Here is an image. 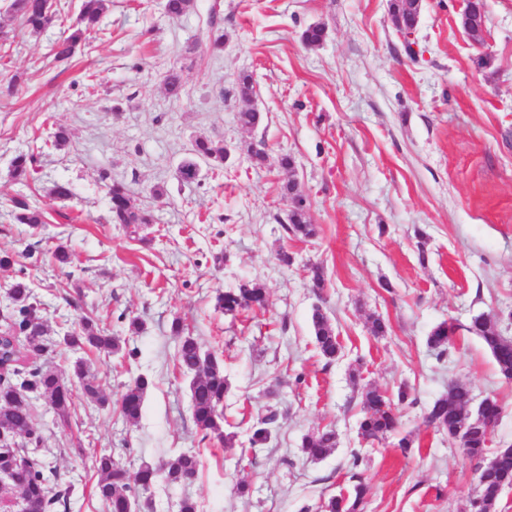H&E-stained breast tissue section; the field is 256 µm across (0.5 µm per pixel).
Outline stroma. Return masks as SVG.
<instances>
[{"mask_svg": "<svg viewBox=\"0 0 512 512\" xmlns=\"http://www.w3.org/2000/svg\"><path fill=\"white\" fill-rule=\"evenodd\" d=\"M163 3L112 0L100 31L66 66L52 47L80 0H56L48 31L0 47V79L18 80L14 96L0 95V256L13 260L0 269V310L23 276L49 339L86 314L133 352L61 347L46 360L64 372L85 361L109 398L105 406L75 398L65 424L44 399L31 402L42 460L75 486L70 512H104L96 455H114L133 474L179 452L200 456L197 478L157 485L145 512H177L186 496L200 512H320L358 479L367 487L361 512H470L475 464L423 417L449 383L462 382L476 399H498L492 444H512V381L467 331L485 313L512 338V0H485L481 45L458 22L462 0H422L410 49L388 0H194L178 17ZM318 23L325 40L306 45L303 31ZM214 25L224 50L212 54L205 42ZM484 55L490 66L479 65ZM172 68L184 85L178 103L163 88ZM242 72L254 82L248 101L235 89ZM249 107L263 115L252 129L237 119ZM58 125L70 130V145L42 148ZM199 138L223 140L230 158L180 183L177 167ZM260 144L294 158L316 237H287L284 175L252 160L249 149ZM33 146L38 173L23 186L10 163ZM106 174L150 207L152 223H109ZM56 181L70 183L71 199L50 195ZM20 192L44 224L13 220L10 200ZM60 244L72 265L53 262ZM283 251L291 265L279 261ZM315 262L327 272L319 295L305 277ZM245 282L265 288L264 311L216 309L217 291ZM318 304L340 338L330 363L314 342ZM132 316L144 323L136 335ZM374 316L387 321L386 336L371 335ZM176 319L224 365L235 450L202 440L194 426L189 380L174 366ZM444 321L457 332L440 359L428 338ZM140 374L152 385L131 423L116 402ZM403 383L413 401L398 432L363 441L365 389L390 394ZM270 408L278 427L267 444L251 446V429ZM325 427L335 429L336 448L307 459L303 437ZM407 434L415 445L405 453L398 440ZM240 481L249 495L234 494Z\"/></svg>", "mask_w": 512, "mask_h": 512, "instance_id": "1", "label": "stroma"}]
</instances>
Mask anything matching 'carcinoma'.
Instances as JSON below:
<instances>
[{"instance_id": "cac0c4a2", "label": "carcinoma", "mask_w": 512, "mask_h": 512, "mask_svg": "<svg viewBox=\"0 0 512 512\" xmlns=\"http://www.w3.org/2000/svg\"><path fill=\"white\" fill-rule=\"evenodd\" d=\"M112 0H81L75 22L68 33L61 36L54 48V57L59 62L69 60L76 49L86 42V34L97 27L109 11ZM8 12L19 18L22 29L29 34H39L48 28L56 13L49 10L46 0H11ZM389 11L395 27H416L420 21L421 5L417 0H389ZM462 26L472 40L481 44L486 28V14L482 0H476ZM326 37L325 26L314 24L302 34L303 42L309 46L319 45ZM168 98L178 101L183 95V84L176 69H169L163 78ZM70 143L66 127L59 125L44 141V145L63 149ZM228 159L224 141L201 138L194 141L188 155L177 167L178 179L185 183L196 181L201 164L222 166ZM36 156L32 152L16 154L10 167L12 178L20 184H28L35 171ZM277 167L287 177L282 183V195L288 197V224L285 230L300 239L316 236L315 225L306 217L307 200L296 192L294 180L295 162L287 154L274 159ZM108 201L110 221L114 224H151L153 215L147 207L133 203L129 186L109 176H102ZM12 216L19 224L44 223L43 212L28 196L19 194L11 199ZM310 287L321 292L326 287L324 267L318 263L307 266ZM11 307L0 314L4 330L0 331V475L19 488L23 507L27 512H70L72 486L62 484L57 471L46 465L37 455L43 438L31 418L30 398L36 394L48 400L59 421H67L73 397L72 379H78L87 399L102 406L109 403L108 397L89 375L87 365L74 362L71 375L51 369L43 364L28 361V354L41 359L53 352L44 343L46 326L37 301L27 280H16L11 288ZM265 288L256 283H243L238 288L216 295L215 307L226 314L240 310L262 311L266 308ZM312 327L315 344L321 356L329 362L340 352L336 330L322 307L313 309ZM173 330L180 341L175 353V364L184 374L191 376L189 391L193 423L203 437H215L224 447H234L236 435L224 433V397L230 383L224 376V364L212 353L203 352L200 344L186 332L183 325L175 321ZM467 331L478 336L491 352L500 375L512 380V339L500 334L497 324L490 316L480 315L472 321ZM456 326L441 323L428 338V344L446 354ZM71 348L90 347L107 355H118L123 347L121 340L95 329L90 316L81 318V332H73L63 339ZM151 381L144 375L134 378L118 400L123 418L130 422L138 420ZM410 400L407 386L398 387L395 397L388 398L376 389L364 393L363 417L359 422L360 435L368 440H380L399 428V408ZM500 405L493 396L485 398L484 421L476 423L473 418V397L469 388L461 383L448 385V395L438 399L426 415L427 426L449 438L459 441L464 455L479 461L477 490L470 502L471 512H495L500 494L512 486V445L495 450L488 447L490 435L500 416ZM277 414L272 412L258 422L252 432L250 444L267 443L272 437V425ZM24 438L21 445L17 439ZM336 448V431L319 430L302 438V452L311 460H320ZM200 460L194 454L176 453L161 463L143 462L135 476L130 479L128 471L110 454H101L95 459V468L100 474L97 494L105 506V512H135L142 508L141 495L156 484H176L194 477ZM366 487L362 481L354 485V497L333 496L323 505L325 512H359Z\"/></svg>"}]
</instances>
